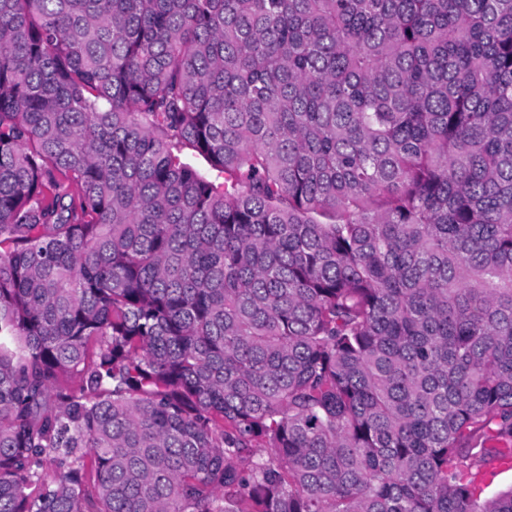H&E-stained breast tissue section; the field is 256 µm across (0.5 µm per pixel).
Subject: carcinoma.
<instances>
[{"mask_svg": "<svg viewBox=\"0 0 512 512\" xmlns=\"http://www.w3.org/2000/svg\"><path fill=\"white\" fill-rule=\"evenodd\" d=\"M488 430L512 0H0V512H512ZM476 475L475 483L480 497H491L512 486V463L509 461H492L473 468Z\"/></svg>", "mask_w": 512, "mask_h": 512, "instance_id": "carcinoma-1", "label": "carcinoma"}]
</instances>
